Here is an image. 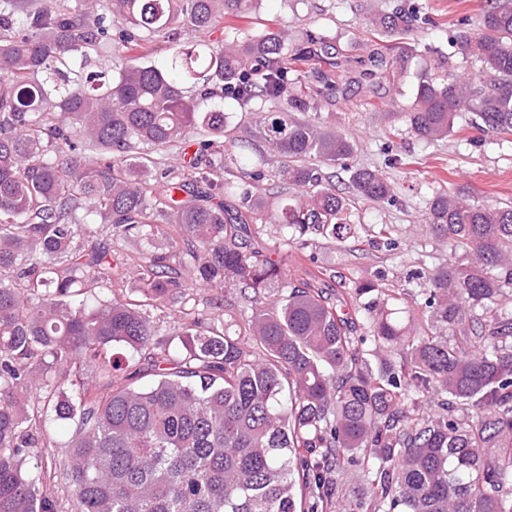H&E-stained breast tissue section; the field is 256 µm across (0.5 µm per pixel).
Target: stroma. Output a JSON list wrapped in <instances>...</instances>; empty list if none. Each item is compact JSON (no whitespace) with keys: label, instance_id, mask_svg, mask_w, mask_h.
<instances>
[{"label":"stroma","instance_id":"35a3bbf8","mask_svg":"<svg viewBox=\"0 0 512 512\" xmlns=\"http://www.w3.org/2000/svg\"><path fill=\"white\" fill-rule=\"evenodd\" d=\"M415 2L433 25L418 28L405 39L409 48L408 71L403 85L384 98L366 103L357 88L338 91L321 115L356 143L349 159L326 166L324 172L337 191L353 199L352 221L358 240L344 244L319 243L309 260L300 262L295 251L275 249L292 279L306 278L309 269L321 266V283L335 296L349 278L383 270L386 288L409 287L419 292L422 281L406 282L407 273L434 269L448 261V246L430 234L424 219L430 200L441 191L464 192L476 201L512 206V135L487 134L472 125L470 114H461L448 138L425 142L407 130L401 109L407 93L424 75H440V61L455 73H475L478 65L452 47L450 38L460 25L477 26L487 0H257L255 17L274 20L290 36L307 31L333 38L343 61L355 62L370 38L369 20L394 7ZM379 169L394 188L392 203L376 204L357 199L350 182L353 170ZM379 224L393 225L399 246L388 252L374 248L370 231Z\"/></svg>","mask_w":512,"mask_h":512}]
</instances>
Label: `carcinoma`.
Wrapping results in <instances>:
<instances>
[{
	"label": "carcinoma",
	"mask_w": 512,
	"mask_h": 512,
	"mask_svg": "<svg viewBox=\"0 0 512 512\" xmlns=\"http://www.w3.org/2000/svg\"><path fill=\"white\" fill-rule=\"evenodd\" d=\"M254 2L0 0V512H59L50 475L75 512H354L352 469L369 512H512V208L438 193L427 227L468 261L408 274L427 281L416 296L370 305L374 280L334 300L313 273L293 282L244 233L270 218L297 250L354 237L350 199L322 170L354 144L318 120L331 75L290 67L312 55L333 68L336 45L239 27ZM429 22L414 5L372 18L346 82L381 97L407 59L390 38ZM221 27L217 43L181 41ZM158 41L162 68L147 60ZM453 43L480 70L421 79L408 129L442 140L469 112L511 134L512 0ZM226 98L260 113L227 147ZM192 132L216 159L155 158ZM265 180L300 193L269 202L254 191ZM351 183L392 201L377 171ZM159 236L165 252L126 251ZM377 244L396 249L391 226ZM129 274L134 299L115 292ZM191 287L220 313L183 311ZM154 308L178 317L161 324ZM115 345L152 349L150 384L118 377ZM67 424L66 459L47 460Z\"/></svg>",
	"instance_id": "1"
}]
</instances>
